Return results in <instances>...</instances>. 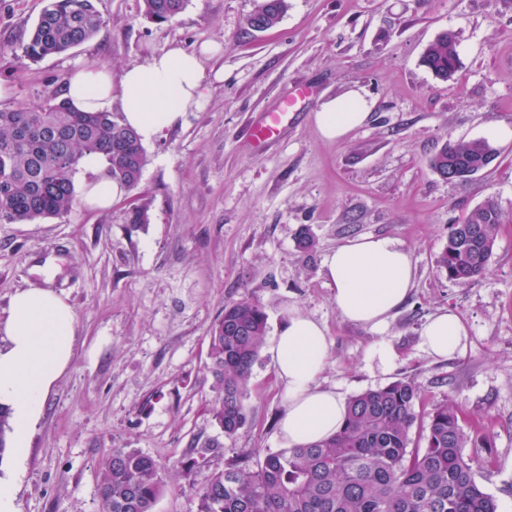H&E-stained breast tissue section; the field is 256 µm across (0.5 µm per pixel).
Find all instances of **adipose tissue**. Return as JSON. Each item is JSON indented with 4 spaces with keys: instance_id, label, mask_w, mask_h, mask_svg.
I'll return each instance as SVG.
<instances>
[{
    "instance_id": "adipose-tissue-1",
    "label": "adipose tissue",
    "mask_w": 512,
    "mask_h": 512,
    "mask_svg": "<svg viewBox=\"0 0 512 512\" xmlns=\"http://www.w3.org/2000/svg\"><path fill=\"white\" fill-rule=\"evenodd\" d=\"M62 96L81 112L120 108L123 124L146 145L182 124L186 113L203 104L202 56L174 45L127 68L117 81L108 70L83 65L66 80ZM371 108V102L354 89L324 101L314 120L324 138L336 140L361 126ZM100 162L95 154L81 161L88 173L81 198L92 208L111 206L125 192L124 185L101 172ZM324 273L335 290L341 316L378 331L404 302L414 281L409 251L378 235L338 246L326 257ZM0 331L6 336L0 346V405L8 408L14 424L13 461L19 467L46 398L73 364L76 317L58 292L31 286L15 292L10 317ZM466 341L465 324L446 310L429 319L421 335L423 349L438 358L462 352ZM271 351L287 398L280 422L283 441L297 448L335 435L344 422L347 404L317 382L327 361L323 328L298 309H289L288 321Z\"/></svg>"
}]
</instances>
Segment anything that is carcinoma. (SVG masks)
<instances>
[{
  "mask_svg": "<svg viewBox=\"0 0 512 512\" xmlns=\"http://www.w3.org/2000/svg\"><path fill=\"white\" fill-rule=\"evenodd\" d=\"M188 0H143L144 16L157 23L181 13ZM287 0H254L247 25L276 27ZM105 21L94 0H45L27 40L13 49L20 63H37L93 38ZM459 44L451 33L430 43L422 62L442 80L454 78ZM97 154L107 173L127 188L140 182L146 151L128 126L107 112H80L56 92L39 104L0 109V223L33 224L62 217L77 203L73 176L84 156ZM497 155L486 140L448 142L431 168L451 181H467ZM501 213L486 200L453 224L438 264L460 283L481 277L493 252ZM267 337V314L249 297L224 304L210 336L208 356L217 395L209 412L226 436L250 420L246 404L251 370ZM419 387L397 380L348 401L346 420L333 437L269 452L253 468L241 460L215 469L194 486L197 512H497L495 499L475 477L461 451L468 442L461 410L445 400L427 414L412 448L410 433L421 417ZM217 447L194 444L162 464L133 448H114L98 468L99 512H153L164 491L161 471L190 473L195 455Z\"/></svg>",
  "mask_w": 512,
  "mask_h": 512,
  "instance_id": "cac0c4a2",
  "label": "carcinoma"
}]
</instances>
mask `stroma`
Instances as JSON below:
<instances>
[{"mask_svg": "<svg viewBox=\"0 0 512 512\" xmlns=\"http://www.w3.org/2000/svg\"><path fill=\"white\" fill-rule=\"evenodd\" d=\"M44 4L0 0V108L46 100L79 63L117 80L174 44L217 51L203 62L200 109L146 145L139 185L111 208L78 204L63 217L0 224V324L17 290L47 284L78 326L75 362L44 403L23 468L12 450L0 455V476L17 486L15 512H99L98 467L112 449L164 462L211 441L215 451L192 477L163 473L154 508L196 512L193 479L284 449L286 397L269 350L252 367L250 423L227 437L208 412L209 332L225 303L244 296L265 306L269 336L292 307L322 325L329 359L318 382L343 398L408 379L423 411L455 400L470 436L464 457L498 512H512V141L496 143L490 169L466 182L430 166L447 142L512 127V0H288L281 22L263 32L246 25L253 0H189L165 23L145 19L142 0H96L106 21L97 35L17 67L12 47ZM445 32L459 42L450 81L421 62ZM296 82L314 96L282 138L253 148L250 127ZM353 89L372 101L370 117L325 139L314 113ZM140 196L146 220L135 224ZM490 198L502 225L487 273L448 280L437 260L450 225ZM304 225L316 240L308 255L296 243ZM366 235L392 238L415 266L407 300L381 333L344 320L323 275L327 254ZM443 309L459 315L468 338L462 354L440 360L420 335ZM382 344L393 353L385 367Z\"/></svg>", "mask_w": 512, "mask_h": 512, "instance_id": "obj_1", "label": "stroma"}]
</instances>
